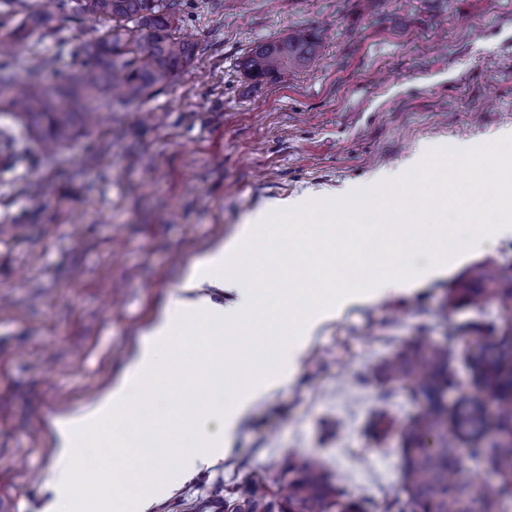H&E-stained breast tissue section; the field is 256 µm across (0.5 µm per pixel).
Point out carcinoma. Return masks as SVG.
<instances>
[{
	"label": "carcinoma",
	"instance_id": "1",
	"mask_svg": "<svg viewBox=\"0 0 512 512\" xmlns=\"http://www.w3.org/2000/svg\"><path fill=\"white\" fill-rule=\"evenodd\" d=\"M186 0H50L53 10L21 0H0V112L10 116L53 154L81 133L95 128L99 101L122 106L168 87L192 65L196 43L184 32ZM73 16L103 23L87 43H68L81 60L78 75L50 84L41 66L32 64L27 78L16 75L15 46L35 33H54ZM317 36L299 30L256 46L244 63L246 75L271 82L304 68L317 53ZM14 166L27 164L15 126L0 127V155ZM481 287L465 282L448 297L446 313L466 302L478 309L489 304L512 308V286L496 271L476 272ZM472 335L477 349L470 355L476 394L460 399L448 411L451 386L445 342ZM512 336H496L471 322L448 328L446 341L411 336L378 369L387 382L406 383L423 409L403 428L402 486L375 503L350 496L335 484L315 456L288 461V480L270 484L252 479L241 487L234 512H503L512 500ZM494 403L498 439L487 443L486 408ZM466 447L477 465L496 476L494 485L465 475L460 449Z\"/></svg>",
	"mask_w": 512,
	"mask_h": 512
}]
</instances>
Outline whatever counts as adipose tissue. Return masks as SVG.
Masks as SVG:
<instances>
[{
    "label": "adipose tissue",
    "instance_id": "1",
    "mask_svg": "<svg viewBox=\"0 0 512 512\" xmlns=\"http://www.w3.org/2000/svg\"><path fill=\"white\" fill-rule=\"evenodd\" d=\"M303 200L272 199L245 224L231 243H215L190 264L182 296L166 310L140 342L120 380L108 385L88 406L57 416L51 423L53 461L43 489L49 495L44 512H62L77 503L87 477L80 464L83 448L110 437L113 455L138 458L139 490L112 494L111 512H149L168 496L177 481L193 477L223 458L241 417L277 383L298 369L313 327L337 303L348 299H379L404 293L439 273L448 249L447 236L407 224L405 214L382 196L363 209H343L329 224H292L289 214L303 212ZM382 215L378 224L361 220L362 210ZM349 227L348 242L377 240L384 247V271L371 283L358 285L357 260L336 270L337 225ZM427 253L424 267L399 263L401 243ZM288 253L289 289L277 302L266 300L274 280L270 263ZM233 291L231 306L215 303L208 288ZM312 290L311 305L298 304L297 291ZM252 346L248 384L233 389L221 411L201 399L158 413L140 398L145 388L170 394L188 384L200 387L205 375L224 382L221 365L239 348Z\"/></svg>",
    "mask_w": 512,
    "mask_h": 512
}]
</instances>
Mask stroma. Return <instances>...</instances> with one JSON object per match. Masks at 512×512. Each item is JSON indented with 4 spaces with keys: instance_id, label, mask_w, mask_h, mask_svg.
Segmentation results:
<instances>
[{
    "instance_id": "obj_1",
    "label": "stroma",
    "mask_w": 512,
    "mask_h": 512,
    "mask_svg": "<svg viewBox=\"0 0 512 512\" xmlns=\"http://www.w3.org/2000/svg\"><path fill=\"white\" fill-rule=\"evenodd\" d=\"M186 23L197 54L170 86L105 108L52 156L22 138L29 166L0 164V512H41L52 417L116 378L192 259L265 200L341 198L422 147L512 134V0H188ZM303 28L319 38L314 64L275 83L245 75L253 48ZM95 35L76 20L33 36L17 70L37 59L47 78L74 77L81 62L60 42ZM478 265L512 282V235L455 256L419 291L338 308L224 459L150 512H222L247 478L280 479L308 454L355 497L399 491L401 431L422 403L374 367L416 333L443 340L452 321L512 333L494 305L445 315ZM379 412L393 427L376 440Z\"/></svg>"
}]
</instances>
